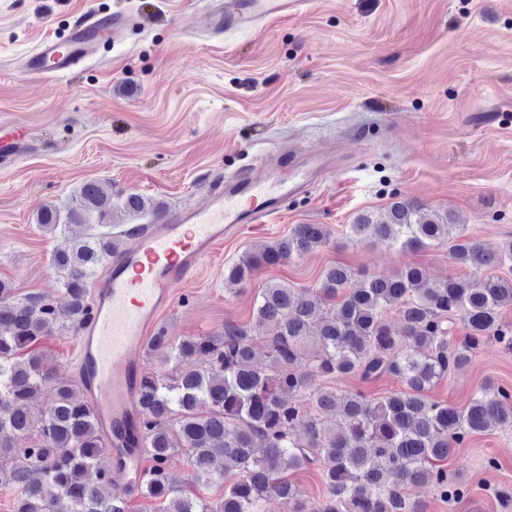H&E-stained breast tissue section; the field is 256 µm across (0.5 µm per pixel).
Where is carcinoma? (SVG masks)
Segmentation results:
<instances>
[{
    "mask_svg": "<svg viewBox=\"0 0 512 512\" xmlns=\"http://www.w3.org/2000/svg\"><path fill=\"white\" fill-rule=\"evenodd\" d=\"M147 212L137 193L118 198L99 180L82 183L68 203L43 204L37 222L50 231L84 225L87 233L55 251L52 265L63 278L58 301L16 300L0 280V485L16 490L14 512H129L108 495L104 441L92 404L77 381L54 375L42 349L48 327L84 324L90 285L112 255L142 229L114 233L116 205ZM464 225L409 201L393 202L383 219L363 213L349 225L359 241L416 252L448 246L451 259L487 275L474 283L450 277L428 281L409 264L391 276L335 264L312 292L270 282L254 305L250 328L224 325L207 339L173 343L158 328L149 351L172 361L168 372L142 374L141 435L153 466L139 493L159 512H261L275 496L288 512H303L302 491L288 473L324 466V499L313 512H419L405 489L431 482L441 498L459 503L467 489L444 462L469 435L512 429V394L485 382L462 409L432 401L428 391L453 370L472 363L476 349L495 342L512 350V323L501 307L512 303V280L494 274L512 263V238L488 247L463 241ZM323 224H297L287 237L260 245L224 270L241 282L256 267L301 257L328 243ZM397 312L402 328L389 316ZM465 329L456 342L457 325ZM264 334L267 364H255L254 335ZM383 375L404 386L379 400L360 391L314 386L315 378ZM42 397L38 420L29 402ZM209 407L205 413L201 406ZM339 412L333 428L322 416ZM186 461L193 481L224 488L204 502L172 483L173 459Z\"/></svg>",
    "mask_w": 512,
    "mask_h": 512,
    "instance_id": "carcinoma-1",
    "label": "carcinoma"
}]
</instances>
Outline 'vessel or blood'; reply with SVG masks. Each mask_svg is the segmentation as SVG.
Wrapping results in <instances>:
<instances>
[{
    "mask_svg": "<svg viewBox=\"0 0 512 512\" xmlns=\"http://www.w3.org/2000/svg\"><path fill=\"white\" fill-rule=\"evenodd\" d=\"M310 0H211L208 29L216 35L259 29L305 13ZM121 11L89 16L62 40L47 38L28 56L24 73L38 82L63 77L93 60L101 43L116 40L130 25ZM311 171L293 151L280 152L274 166L241 170L200 204L166 214L147 225L116 255L90 302L79 338L82 388L96 409L115 484L129 490L142 477L143 450L115 434L139 424L140 356L160 314L224 239L249 224L279 214L284 199L310 182Z\"/></svg>",
    "mask_w": 512,
    "mask_h": 512,
    "instance_id": "b4317fda",
    "label": "vessel or blood"
}]
</instances>
